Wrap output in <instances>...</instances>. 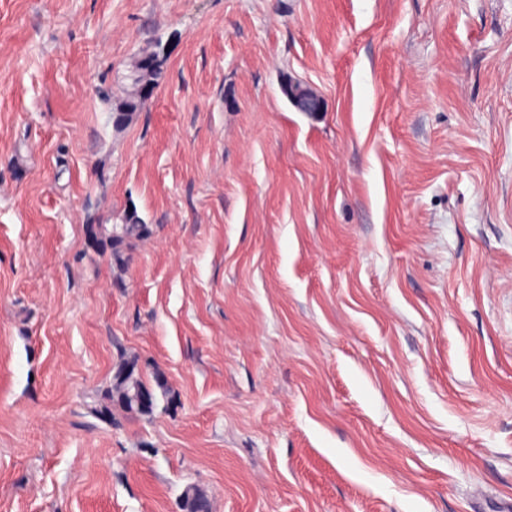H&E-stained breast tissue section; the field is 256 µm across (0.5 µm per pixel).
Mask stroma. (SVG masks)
I'll return each instance as SVG.
<instances>
[{
	"mask_svg": "<svg viewBox=\"0 0 512 512\" xmlns=\"http://www.w3.org/2000/svg\"><path fill=\"white\" fill-rule=\"evenodd\" d=\"M131 205L120 269L84 225ZM124 357L169 391L112 426L88 406ZM189 485L512 512V0H0V512ZM149 63V65H148ZM165 56L161 53L160 46L154 45L153 49L144 50L140 56L131 63L127 76H130L131 83L125 90L124 97L115 105H112V123L116 129L126 126L135 112L142 110L146 103L142 100H150L154 94L155 87L159 86L164 78ZM140 81H148L139 87L138 99L135 87ZM290 80L294 82L300 81L294 80L288 76L284 77L281 84V90L287 100L290 99L289 101H292L295 107L301 112H309L310 114L323 112L324 99L322 95L309 84H305L302 90L295 94L294 97L290 95L288 98V85Z\"/></svg>",
	"mask_w": 512,
	"mask_h": 512,
	"instance_id": "1",
	"label": "stroma"
}]
</instances>
